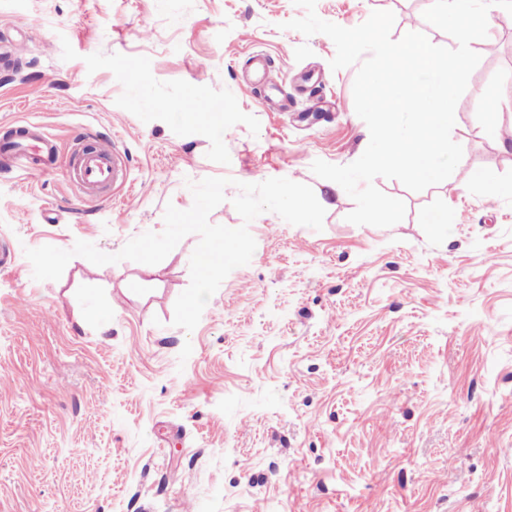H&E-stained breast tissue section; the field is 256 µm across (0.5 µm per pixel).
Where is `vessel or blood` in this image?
I'll return each instance as SVG.
<instances>
[{
    "label": "vessel or blood",
    "instance_id": "1",
    "mask_svg": "<svg viewBox=\"0 0 512 512\" xmlns=\"http://www.w3.org/2000/svg\"><path fill=\"white\" fill-rule=\"evenodd\" d=\"M51 140L47 134H40L36 143L18 140L7 144L6 152L12 155V166L23 172H33L38 153L49 152ZM67 174L84 197L98 198L106 187L122 181L125 175L124 160L115 144L104 143L97 150L82 152L68 163Z\"/></svg>",
    "mask_w": 512,
    "mask_h": 512
}]
</instances>
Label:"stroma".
I'll return each mask as SVG.
<instances>
[{"label": "stroma", "instance_id": "obj_1", "mask_svg": "<svg viewBox=\"0 0 512 512\" xmlns=\"http://www.w3.org/2000/svg\"><path fill=\"white\" fill-rule=\"evenodd\" d=\"M425 0H317L345 28L376 11L393 40L423 33ZM292 0H0V141L45 128L60 166L0 159V512H512V20L501 8L456 105L463 157L438 185L375 186L406 214L355 225L346 195L322 230L272 212L244 223L238 182L286 177L369 144L356 66L284 22ZM138 61L139 69L128 66ZM221 113L213 123L212 113ZM115 138L127 176L82 199L61 165ZM230 179L214 224L248 225L234 269L193 331L174 326L199 243L158 264L76 256L38 281L26 249L106 254L161 232L190 183ZM435 210L443 226L428 223ZM111 310L101 323L98 314Z\"/></svg>", "mask_w": 512, "mask_h": 512}]
</instances>
